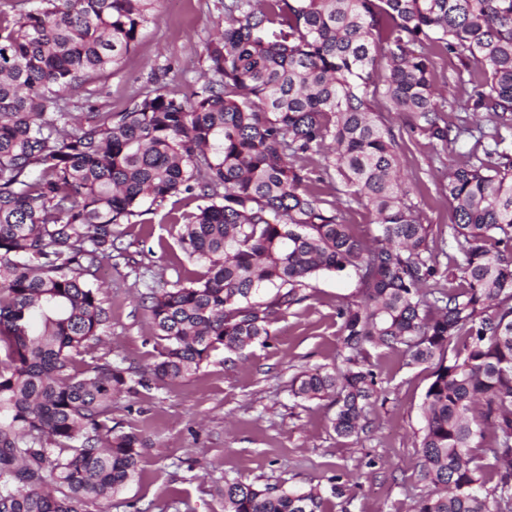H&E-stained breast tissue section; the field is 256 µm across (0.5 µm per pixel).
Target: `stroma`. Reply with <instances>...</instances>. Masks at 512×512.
<instances>
[{"mask_svg": "<svg viewBox=\"0 0 512 512\" xmlns=\"http://www.w3.org/2000/svg\"><path fill=\"white\" fill-rule=\"evenodd\" d=\"M224 28V0H158L154 21L120 67L93 82L97 112H121L142 92L158 87L192 98L204 80L206 45ZM435 83L449 117L464 116L477 76L455 56L427 46ZM398 141V165L423 223L446 235L450 206L441 187L448 168L473 140L445 148L416 128L410 114L389 112ZM195 204L169 198L119 230L124 255L103 261L96 279L112 304L103 348L112 361L148 374L163 347L138 298L149 288H170L193 265L178 244L180 225L168 212ZM356 295L352 274L326 272L306 298L273 322L266 344L238 353L216 351L182 379L151 381L112 407L117 428L136 429L145 441L141 471L111 503L92 512H224L225 475L259 485L301 489L339 484L328 512H415L424 484L417 444L421 405L433 365L409 364L399 350L371 353L380 397L359 436L343 439L329 428L335 412L326 400L304 402L291 393L299 371L337 365L341 321L337 310Z\"/></svg>", "mask_w": 512, "mask_h": 512, "instance_id": "1", "label": "stroma"}]
</instances>
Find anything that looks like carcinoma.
Wrapping results in <instances>:
<instances>
[{
    "instance_id": "1",
    "label": "carcinoma",
    "mask_w": 512,
    "mask_h": 512,
    "mask_svg": "<svg viewBox=\"0 0 512 512\" xmlns=\"http://www.w3.org/2000/svg\"><path fill=\"white\" fill-rule=\"evenodd\" d=\"M157 2L0 11V512H90L139 474L141 434L112 426V403L146 382L95 354L111 307L94 279L115 227L179 194L197 201L180 249L206 272L140 297L165 342L155 377L265 344L310 281L351 272L343 368L299 373L294 397L331 400L330 428L352 438L376 401L371 350L435 363L415 512H512V0H224L193 98L153 89L113 113L64 98L119 66ZM426 42L478 69L470 101L484 124L445 118L433 61L415 50ZM381 56L391 110L445 146L475 139L443 185L458 252L444 284L376 110ZM326 182L371 213L377 236L343 223ZM324 503L317 487L224 477V512Z\"/></svg>"
}]
</instances>
